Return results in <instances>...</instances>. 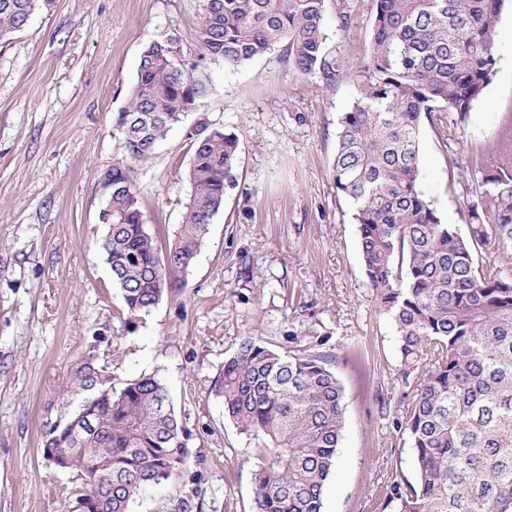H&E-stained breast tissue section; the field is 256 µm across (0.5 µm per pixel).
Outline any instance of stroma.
I'll return each instance as SVG.
<instances>
[{
    "label": "stroma",
    "instance_id": "35a3bbf8",
    "mask_svg": "<svg viewBox=\"0 0 512 512\" xmlns=\"http://www.w3.org/2000/svg\"><path fill=\"white\" fill-rule=\"evenodd\" d=\"M197 24L193 0H41L25 30L0 41V512H69L70 477L44 459L41 426L64 412L68 375L92 352L114 354L116 380L156 375L190 435L182 476L144 490L135 512L186 497L193 512H252L257 442L216 394L245 336L284 352L296 336L329 339L345 427L323 512H381L383 485L413 474L396 429L406 408L397 335L371 301L352 206L331 180L355 86L324 89L277 51L225 68L201 58ZM496 31L492 81L458 144L421 134V189L450 224L466 223L472 157L495 168L512 130V0ZM157 40L199 61L210 92L134 169L145 223L173 243L200 123L236 136L238 186L176 287L130 320L99 248L101 183L124 155L113 123L139 55Z\"/></svg>",
    "mask_w": 512,
    "mask_h": 512
}]
</instances>
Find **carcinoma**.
<instances>
[{"label":"carcinoma","mask_w":512,"mask_h":512,"mask_svg":"<svg viewBox=\"0 0 512 512\" xmlns=\"http://www.w3.org/2000/svg\"><path fill=\"white\" fill-rule=\"evenodd\" d=\"M39 0H0V38L23 30ZM202 57L236 69L282 48L302 76L332 89L348 58L329 41L326 0H195ZM506 0H370L356 94L339 119L332 179L354 206L363 271L376 308L399 337L398 382L410 396L396 424L412 448L415 478L384 487L395 512H512V135L501 165L471 160L487 189L461 230L419 186L423 122L446 146L481 99L497 60L496 24ZM364 5L337 0L336 23L360 27ZM209 78L177 43L153 41L115 131L124 157L105 174L112 209L100 247L129 319L151 312L168 276L190 267L226 194L238 185L237 139L200 126L191 194L174 243L145 224L134 166L208 96ZM294 339L288 353L256 336L224 361L216 395L243 434L261 440L253 512H322L345 426L343 389L321 347ZM66 415L42 427L43 448L73 457L75 503L133 512L139 495L179 475L189 458L168 392L154 375L113 382L111 363L90 355L70 374Z\"/></svg>","instance_id":"cac0c4a2"}]
</instances>
